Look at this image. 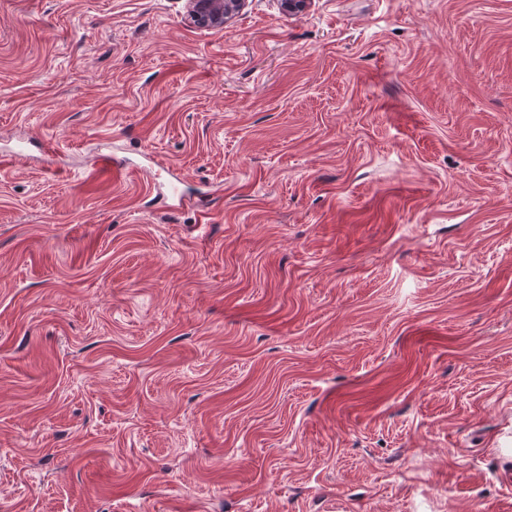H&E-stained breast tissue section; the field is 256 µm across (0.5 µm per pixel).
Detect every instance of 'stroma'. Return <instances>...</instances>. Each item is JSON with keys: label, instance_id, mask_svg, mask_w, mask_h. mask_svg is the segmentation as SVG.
Returning a JSON list of instances; mask_svg holds the SVG:
<instances>
[{"label": "stroma", "instance_id": "1", "mask_svg": "<svg viewBox=\"0 0 512 512\" xmlns=\"http://www.w3.org/2000/svg\"><path fill=\"white\" fill-rule=\"evenodd\" d=\"M1 154L0 512H512V0H0ZM186 19L201 29H222L246 6L248 0H186Z\"/></svg>", "mask_w": 512, "mask_h": 512}]
</instances>
